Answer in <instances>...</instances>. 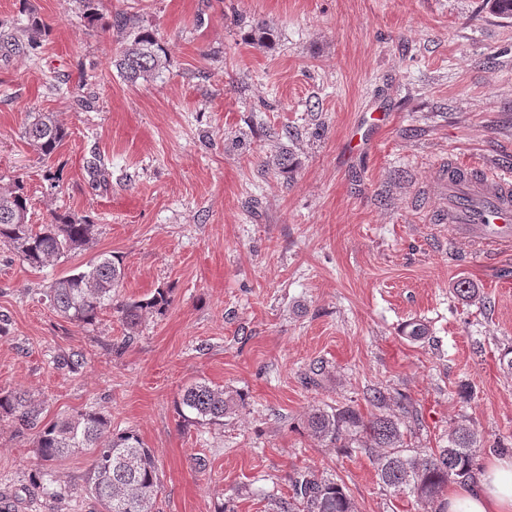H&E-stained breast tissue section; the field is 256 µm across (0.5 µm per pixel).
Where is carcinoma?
<instances>
[{
  "label": "carcinoma",
  "mask_w": 512,
  "mask_h": 512,
  "mask_svg": "<svg viewBox=\"0 0 512 512\" xmlns=\"http://www.w3.org/2000/svg\"><path fill=\"white\" fill-rule=\"evenodd\" d=\"M113 28L124 40L112 66L124 80H149L166 67L167 53L155 33L140 27L135 17L124 12L113 15ZM46 24L35 14L26 22H0V49L28 56L36 54ZM67 132L53 113L29 116L24 137L42 158L51 156ZM89 184L106 185L110 172L105 160L94 156L86 162ZM29 202L20 181L0 189V245L7 246L32 268H44L83 248L92 239L94 225L83 217L64 211L52 214L49 224H32ZM124 271L119 259L110 253L95 256L86 268L51 282L45 294L50 306L63 318L78 325L94 324L100 312L112 306ZM167 292L125 302L118 306L128 330L127 339L141 324L145 314L165 313ZM402 335L411 342L428 336V327L414 320L404 325ZM391 397L383 390H371L367 399L372 410L362 414L350 406L311 408L304 420L309 437L334 448L358 445L368 450L382 486L397 496L412 497L422 512H447L448 482H468L477 461L486 450L497 452L500 445L487 446L473 427L460 423L448 431V445L437 450L412 451L404 446L406 420L417 415L412 403L399 405V411L384 413ZM238 391H226L205 382L186 387L179 399L183 420L198 424H218L224 416L244 407ZM0 416L11 421L17 432L33 438L38 458L54 462L80 450H94V460L86 486L102 507V512H156L160 486L158 467L151 449L132 430L111 431L107 414L89 410L55 421L42 416L41 405L21 390H0ZM278 512H353V502L343 485L308 470L293 481V496L278 502Z\"/></svg>",
  "instance_id": "cac0c4a2"
}]
</instances>
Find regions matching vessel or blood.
Listing matches in <instances>:
<instances>
[{
  "label": "vessel or blood",
  "instance_id": "vessel-or-blood-1",
  "mask_svg": "<svg viewBox=\"0 0 512 512\" xmlns=\"http://www.w3.org/2000/svg\"><path fill=\"white\" fill-rule=\"evenodd\" d=\"M447 221L485 256L512 246V173L484 164H448Z\"/></svg>",
  "mask_w": 512,
  "mask_h": 512
}]
</instances>
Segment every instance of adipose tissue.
Returning <instances> with one entry per match:
<instances>
[{
	"label": "adipose tissue",
	"instance_id": "obj_1",
	"mask_svg": "<svg viewBox=\"0 0 512 512\" xmlns=\"http://www.w3.org/2000/svg\"><path fill=\"white\" fill-rule=\"evenodd\" d=\"M447 512H512V459L488 461L474 483L451 490Z\"/></svg>",
	"mask_w": 512,
	"mask_h": 512
}]
</instances>
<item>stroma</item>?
Wrapping results in <instances>:
<instances>
[{
    "instance_id": "stroma-1",
    "label": "stroma",
    "mask_w": 512,
    "mask_h": 512,
    "mask_svg": "<svg viewBox=\"0 0 512 512\" xmlns=\"http://www.w3.org/2000/svg\"><path fill=\"white\" fill-rule=\"evenodd\" d=\"M95 7L0 0V19L33 11L48 27L37 57L0 52V187L23 183L32 223L67 210L94 224L86 249L40 270L0 246V390L27 391L49 421L98 409L136 431L158 461L159 512H276L308 469L342 484L355 512H416L363 449L302 428L317 405L369 412L375 387L417 408L409 447H441L464 422L512 449V374L497 363L512 346V251L485 260L444 222L449 157L512 169V19L483 0ZM118 11L166 51L154 80L112 67ZM258 21L268 45L248 38ZM32 112L67 131L47 163L22 136ZM283 149L289 175L274 165ZM95 151L112 164L96 192ZM102 252L122 261L117 302L169 293L133 339L116 309L78 326L44 297ZM460 279L481 301L455 295ZM411 320L425 340L403 337ZM72 353L74 372L58 362ZM318 366L321 385H307ZM200 381L242 392L244 408L184 422L180 394ZM91 457L40 462L0 421V512H100Z\"/></svg>"
}]
</instances>
